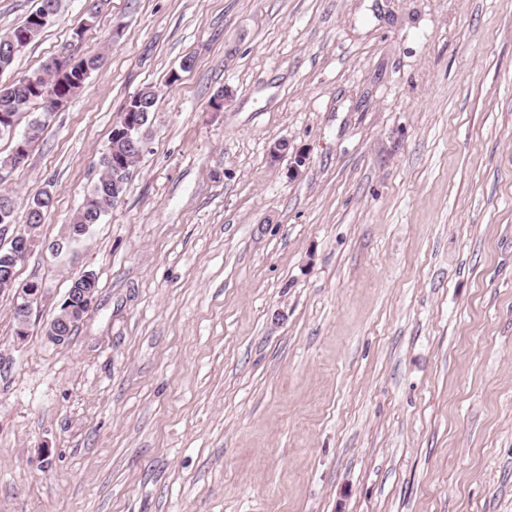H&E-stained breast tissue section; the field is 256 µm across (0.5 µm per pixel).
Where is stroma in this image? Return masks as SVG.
I'll return each mask as SVG.
<instances>
[{"mask_svg":"<svg viewBox=\"0 0 512 512\" xmlns=\"http://www.w3.org/2000/svg\"><path fill=\"white\" fill-rule=\"evenodd\" d=\"M86 6L0 74L105 55L0 137L44 118L0 192L52 197L0 293V512H512V0H110L76 44ZM148 87L123 201L52 251ZM83 276L71 286L65 302L62 304V313L54 318L47 331L50 339L57 343H63L69 339L67 329L69 321L77 323L76 321L82 320L92 308L95 299L94 288H97V285L94 288H86ZM74 285L82 288H72ZM18 295H21L22 302L17 304L14 314L17 317L18 334L25 335L29 327L33 305L37 304L41 298V288L35 283H30L26 288H22Z\"/></svg>","mask_w":512,"mask_h":512,"instance_id":"obj_1","label":"stroma"}]
</instances>
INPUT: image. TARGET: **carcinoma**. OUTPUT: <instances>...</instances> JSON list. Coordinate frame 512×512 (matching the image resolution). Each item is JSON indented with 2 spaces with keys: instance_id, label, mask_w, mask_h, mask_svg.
Masks as SVG:
<instances>
[{
  "instance_id": "1",
  "label": "carcinoma",
  "mask_w": 512,
  "mask_h": 512,
  "mask_svg": "<svg viewBox=\"0 0 512 512\" xmlns=\"http://www.w3.org/2000/svg\"><path fill=\"white\" fill-rule=\"evenodd\" d=\"M32 17L0 35V72L10 69L14 63L18 51L13 45L20 43L29 44L35 40L47 27L42 23L36 27L31 26ZM66 63V58H56L54 63L45 64L39 71L31 74L35 79L33 83H26L19 79L7 86L0 87V113H6L14 118L25 112L28 107L38 102L45 104V97L55 93L66 79L65 72L61 67ZM120 156L127 169H132L140 157L137 149L127 142H120L116 139L109 141V148L103 153L99 160L100 174L82 206L74 213L70 225L74 228L82 224L98 223L109 208L112 207V191L118 195L126 192L127 180H122L117 186H112V154ZM51 196L46 192H39L30 197L24 207V223L42 224L47 212V202ZM16 201L7 193L0 194V216L5 222L17 223Z\"/></svg>"
}]
</instances>
